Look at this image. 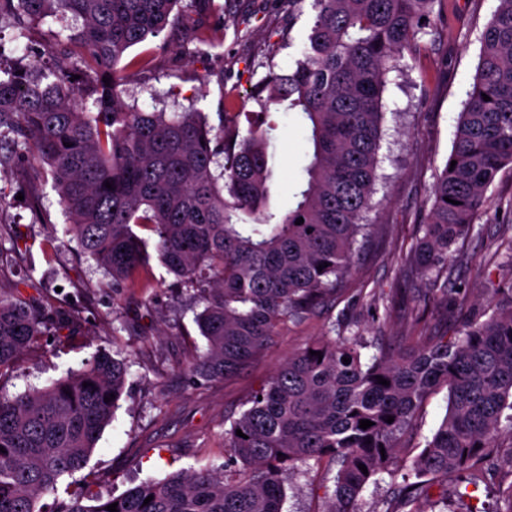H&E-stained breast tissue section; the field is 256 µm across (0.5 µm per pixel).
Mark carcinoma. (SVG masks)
Segmentation results:
<instances>
[{"label": "carcinoma", "instance_id": "cac0c4a2", "mask_svg": "<svg viewBox=\"0 0 512 512\" xmlns=\"http://www.w3.org/2000/svg\"><path fill=\"white\" fill-rule=\"evenodd\" d=\"M440 2L313 0L302 56L264 84L267 103L299 107L311 124L308 181L295 209L281 216L268 208L273 126L242 136L234 125H209L202 112L168 118L121 96L117 65L175 20L179 0H0V25L22 38L51 15L83 20L47 43L55 62L0 68V169L46 170L69 219L66 232L115 283L148 261V243L134 228H149L162 264L204 303L196 324L206 350L188 371L207 380L234 375L279 324L303 318L350 272L376 192L386 76L403 52L437 33ZM480 43L453 149L412 247L425 274H439L452 246L474 234L486 191L512 166V0H497ZM491 292L492 313L464 322L451 343L433 337L402 354L381 348L366 363L362 350L372 342L328 336L288 357L224 432L236 478L189 470L104 495L90 492L86 474L54 512H107L115 502L118 512H282L290 475L310 460L338 465L328 512H359L365 485L389 471L397 434L446 386L447 414L409 466L414 482L405 496L416 500L448 472L490 456L502 421L512 431V280ZM73 323L18 290L0 292V371ZM127 374L124 361L99 349L48 387L0 396V512H44L41 499L85 469ZM362 420L374 425L362 429ZM86 497L94 504H82Z\"/></svg>", "mask_w": 512, "mask_h": 512}]
</instances>
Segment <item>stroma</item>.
<instances>
[{
	"instance_id": "obj_1",
	"label": "stroma",
	"mask_w": 512,
	"mask_h": 512,
	"mask_svg": "<svg viewBox=\"0 0 512 512\" xmlns=\"http://www.w3.org/2000/svg\"><path fill=\"white\" fill-rule=\"evenodd\" d=\"M496 0H443L435 37H423L415 54L387 76L378 151L379 180L358 236L352 269L336 294L297 322L279 324L265 349L241 372L216 381L194 380L188 363L206 349L195 316L203 310L185 286L151 258L131 284H113L67 234L66 219L50 175L32 180L26 170L0 171V289L21 287L26 275L41 286L35 297L76 318L74 335L42 339L0 372V393L18 396L49 386L80 369L96 349L127 360L126 392L102 432L88 468L102 490L122 493L146 477L181 470L223 469L229 457L224 432L247 401L289 356L341 325L346 335L378 339L398 351L420 336H454L460 324L483 312L490 283L512 278L489 260L512 251V169L499 172L486 192L481 237L457 245L440 275L456 292L450 304L422 279L410 247L433 202L436 171L453 148L457 118L479 61L480 36ZM179 20L128 57L148 53V69L132 71L121 86L126 103L143 112L174 115L188 108L218 125L219 112L236 116L247 130L255 112L276 126L268 144L272 176L269 209L285 214L299 199L313 158L306 116L266 106L259 88L269 72L285 73L301 57L314 20L311 0H180ZM81 19L49 17L31 38L0 29V50L42 62L45 40L66 38ZM215 30L219 39L201 45L189 29ZM448 391L439 388L421 405L398 441V469L410 464L441 423ZM336 465L299 466L286 486L283 512H326ZM386 473L362 491L360 512H409ZM447 496L431 489L435 512H507L512 507V435L501 434L494 455L479 471H452Z\"/></svg>"
}]
</instances>
